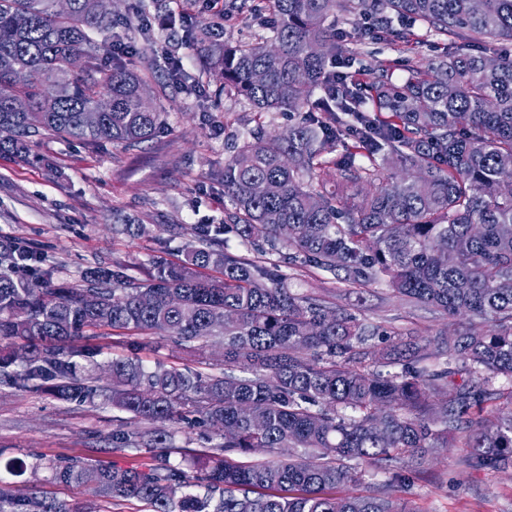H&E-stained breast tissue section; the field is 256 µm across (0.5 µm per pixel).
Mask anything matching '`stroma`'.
<instances>
[{
  "mask_svg": "<svg viewBox=\"0 0 512 512\" xmlns=\"http://www.w3.org/2000/svg\"><path fill=\"white\" fill-rule=\"evenodd\" d=\"M370 26L361 16L339 24L358 53L353 68L361 81H369L383 67L399 83L409 67L448 52L447 42L424 26H415L405 41L369 36ZM175 53L183 57L186 73L205 85V93L176 95L164 89L150 52L139 49L127 59L166 113L165 129L140 147L46 138L30 144L24 158H0V238L28 243L53 268L55 280L79 284L82 272L101 262L124 265L130 276L147 279L160 248L152 231L168 225L170 246L178 250L193 241L195 225L223 223L225 161L253 127L261 124L281 133L294 123L292 114H261L234 95L215 96L216 83L196 51L183 44ZM121 224H141L146 231L121 233ZM290 285L299 292L329 295L366 322L417 336L456 332L468 324L463 317L396 301L383 286H344L322 270H292ZM98 344L95 374L103 386L111 382L107 363L115 357L135 356L150 367L161 362L202 371L206 358L220 355L216 347L204 358L172 338L128 332L101 337ZM129 426V414L109 405L61 401L0 385V458L27 463L23 474L5 472L0 480L80 512H146L138 501L110 500L95 496L87 486L59 482L52 469L61 461L95 460L138 469L155 465L148 449L113 444V430ZM173 445L171 462L188 476L198 475V458L211 451L200 429L178 430ZM469 454L461 446L439 450L402 489V498L416 512H512V467L475 471L466 464Z\"/></svg>",
  "mask_w": 512,
  "mask_h": 512,
  "instance_id": "obj_1",
  "label": "stroma"
}]
</instances>
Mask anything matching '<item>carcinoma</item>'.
Returning a JSON list of instances; mask_svg holds the SVG:
<instances>
[{
    "mask_svg": "<svg viewBox=\"0 0 512 512\" xmlns=\"http://www.w3.org/2000/svg\"><path fill=\"white\" fill-rule=\"evenodd\" d=\"M0 0V155L22 156L47 136L134 147L165 124L144 97L141 77L113 51L118 25L109 0ZM224 0L269 37L231 44L207 22L179 27L219 91L257 112H289L282 136L252 129L224 163V224H198L185 258L153 262L140 281L118 265L56 283L37 252L0 240V383L64 401L97 398L136 422L174 425L195 416L219 439L201 464L207 492L170 462L173 432L118 429L112 441L149 448L157 464L124 469L54 465L61 482L101 497L136 499L151 512H416L400 487L441 448L471 449L467 466H512V413L475 419L512 379V57L494 42L512 38V0ZM366 16L381 33L422 23L452 37L444 57L399 84L379 69L361 84L336 17ZM167 85H196L167 66ZM99 113L88 125L84 115ZM353 142L334 159L346 139ZM367 182L358 203L329 197L327 178ZM288 225V234L281 226ZM262 242L277 256L259 264L232 252ZM330 272L347 286L384 285L393 298L469 314L452 337L419 338L367 324L325 297L292 291L286 268ZM101 328L171 336L187 347L222 348L224 371L203 374L134 358L109 363L112 388L97 385L75 357L97 350ZM467 377L458 382L451 364ZM265 454L234 462L230 455ZM365 461L394 478L365 495L327 490L353 479ZM0 512H76L65 503L18 497L0 485Z\"/></svg>",
    "mask_w": 512,
    "mask_h": 512,
    "instance_id": "obj_1",
    "label": "carcinoma"
}]
</instances>
